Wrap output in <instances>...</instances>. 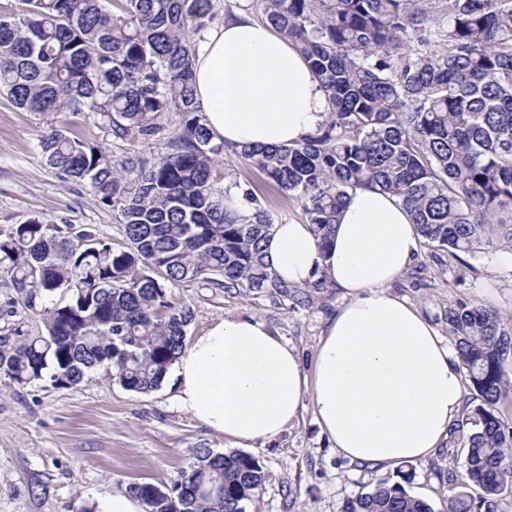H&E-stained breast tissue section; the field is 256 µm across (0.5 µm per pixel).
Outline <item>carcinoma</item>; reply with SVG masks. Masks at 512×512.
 Instances as JSON below:
<instances>
[{"instance_id":"obj_1","label":"carcinoma","mask_w":512,"mask_h":512,"mask_svg":"<svg viewBox=\"0 0 512 512\" xmlns=\"http://www.w3.org/2000/svg\"><path fill=\"white\" fill-rule=\"evenodd\" d=\"M16 0L0 19V94L28 112H88L129 145L179 128L153 160L116 163L100 146L52 129L47 164L117 211L127 245L76 236L36 216L0 233V273L41 326L0 331V376L19 386H77L112 366L125 390L161 386L185 346L193 314L173 289L201 279L274 301L291 286L267 271L273 218L245 191L247 213L224 205L237 182L218 171L225 150L301 203L331 240L350 191L399 197L430 246L473 254L512 224V0H258L266 21L295 42L327 92L326 123L303 142L228 147L196 102L191 35L215 0ZM448 328L481 398L453 432L463 469L448 473V512H500L512 495V424L496 405L512 389V334L499 312L448 305ZM266 475L253 456L195 451L161 488L130 492L151 512H246ZM342 512H435L402 482L379 480Z\"/></svg>"}]
</instances>
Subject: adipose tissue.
Returning a JSON list of instances; mask_svg holds the SVG:
<instances>
[{
  "instance_id": "1",
  "label": "adipose tissue",
  "mask_w": 512,
  "mask_h": 512,
  "mask_svg": "<svg viewBox=\"0 0 512 512\" xmlns=\"http://www.w3.org/2000/svg\"><path fill=\"white\" fill-rule=\"evenodd\" d=\"M194 79L211 133L230 146L299 143L329 112L295 43L245 17L202 36ZM419 240L400 199L370 187L350 191L329 245L309 225H274L265 247L272 274L295 285L322 279L343 296L311 364L261 318H218L172 366L177 408L237 448L275 441L309 405L349 461L385 469L434 456L464 385L455 349L389 292Z\"/></svg>"
}]
</instances>
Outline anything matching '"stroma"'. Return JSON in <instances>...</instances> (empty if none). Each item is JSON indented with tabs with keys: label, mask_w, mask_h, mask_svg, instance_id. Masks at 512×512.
I'll use <instances>...</instances> for the list:
<instances>
[{
	"label": "stroma",
	"mask_w": 512,
	"mask_h": 512,
	"mask_svg": "<svg viewBox=\"0 0 512 512\" xmlns=\"http://www.w3.org/2000/svg\"><path fill=\"white\" fill-rule=\"evenodd\" d=\"M53 129L100 145L117 161L130 151L148 159L158 153L154 141L129 147L86 115L44 116L0 94V231L38 215L76 231L90 230L121 247L116 212L97 202L87 185L65 179L46 163L38 143ZM223 172L253 190L275 223H304L300 203L234 153H225ZM490 257L487 250L455 257L421 246L391 292L447 335L449 302L512 306V269L492 265ZM174 296L193 313L188 336L202 333L216 318L251 313L285 336L306 364L342 302L335 290L311 304L299 296L275 302L199 280L181 284ZM112 373V368H100L91 380L72 388L22 387L0 376V512H92L91 502L100 493L125 491L135 482L169 484L192 462L195 449L227 451L223 437L176 408L171 382L140 394L123 389ZM249 453L262 465L266 482L247 512H341L348 498L400 474L412 495L429 500L435 512H447L448 473L462 469L466 450L451 439L433 457L381 471L329 448L308 408L278 440L254 443Z\"/></svg>",
	"instance_id": "obj_1"
}]
</instances>
